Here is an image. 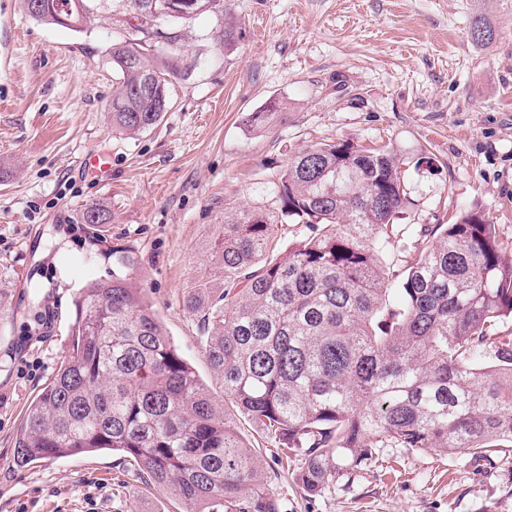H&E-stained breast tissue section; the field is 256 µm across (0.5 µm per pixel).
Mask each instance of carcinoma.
Segmentation results:
<instances>
[{"label":"carcinoma","mask_w":512,"mask_h":512,"mask_svg":"<svg viewBox=\"0 0 512 512\" xmlns=\"http://www.w3.org/2000/svg\"><path fill=\"white\" fill-rule=\"evenodd\" d=\"M24 2L59 26L76 0ZM174 44L157 55L112 44L113 131L134 137L168 111L165 75L189 68ZM281 106L251 113L250 126ZM278 201L277 219L244 209L224 224L212 255L224 282L201 284L185 308L202 315L224 393L301 461L302 490L321 495L378 448H511L512 331L499 324L512 320V257L496 225L474 211L453 224L398 223L412 201L392 153L344 143L295 154ZM285 224L310 234L277 252ZM405 236L417 244L395 269L384 254ZM74 309L69 349L16 430V466L110 449L183 512H281L132 278L90 282Z\"/></svg>","instance_id":"1"}]
</instances>
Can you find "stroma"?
<instances>
[{
	"mask_svg": "<svg viewBox=\"0 0 512 512\" xmlns=\"http://www.w3.org/2000/svg\"><path fill=\"white\" fill-rule=\"evenodd\" d=\"M478 16L491 43L471 38ZM155 29L190 66L169 78L161 121L130 138L112 130L110 47ZM275 98L282 110L249 126ZM332 142L394 152L413 201L405 223L478 211L511 242L512 0H224L139 30L122 0H96L79 31L0 0V512H182L116 453L13 463L26 409L68 349L75 296L111 278L117 250L287 512H512L507 448H381L309 498L210 367L183 301L222 279L212 253L225 216L277 211L289 158ZM101 150L108 174L87 175ZM93 203L105 223L83 222Z\"/></svg>",
	"mask_w": 512,
	"mask_h": 512,
	"instance_id": "1",
	"label": "stroma"
}]
</instances>
